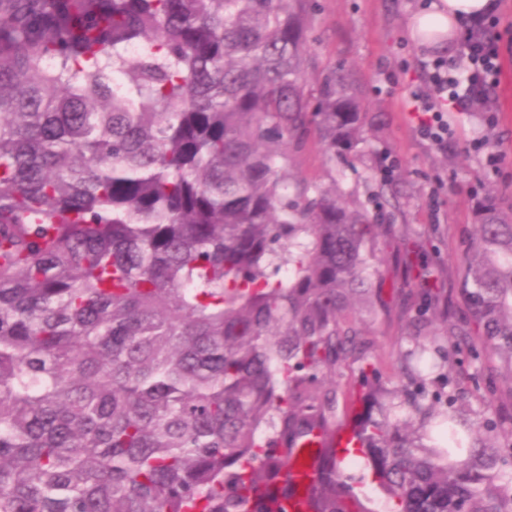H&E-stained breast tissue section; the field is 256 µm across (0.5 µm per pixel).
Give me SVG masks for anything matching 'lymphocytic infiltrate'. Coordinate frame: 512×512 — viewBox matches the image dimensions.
I'll return each mask as SVG.
<instances>
[{
  "label": "lymphocytic infiltrate",
  "mask_w": 512,
  "mask_h": 512,
  "mask_svg": "<svg viewBox=\"0 0 512 512\" xmlns=\"http://www.w3.org/2000/svg\"><path fill=\"white\" fill-rule=\"evenodd\" d=\"M498 22L494 10L464 22L456 38L455 57L436 55L422 64L425 88L412 94L410 113L417 136L441 151L455 145L449 111L481 112L487 124L497 122L490 107V94L501 71Z\"/></svg>",
  "instance_id": "1"
}]
</instances>
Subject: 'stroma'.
Listing matches in <instances>:
<instances>
[{"label":"stroma","instance_id":"1","mask_svg":"<svg viewBox=\"0 0 512 512\" xmlns=\"http://www.w3.org/2000/svg\"><path fill=\"white\" fill-rule=\"evenodd\" d=\"M424 5L425 0H313L305 91L317 96L324 78L345 68L362 90V137L370 150L351 169L329 160L317 131L289 148V184L328 189L341 182L376 223L396 227L392 247L377 250L384 273L378 314L357 325L366 359L379 366L391 387L408 383L405 359L415 348L421 319H428L429 335L443 337L468 315L461 258L475 245L478 226L488 215L475 211L474 195L488 200L490 213L512 215V52L504 55L501 82L492 94L496 126H488L482 113L458 112L452 151L420 141L407 105L411 93L424 87L421 63L431 50L410 39L407 21ZM476 138L501 146L505 160L499 171H488L481 155L470 151L469 143ZM388 155L397 159L398 167L387 179L379 164ZM419 235L429 239L425 259L434 276L430 282L410 284L398 257ZM431 289L447 300V315H421ZM446 368L471 441L512 453V377L492 359L479 363L453 349ZM488 419L502 422L497 436L486 435Z\"/></svg>","mask_w":512,"mask_h":512}]
</instances>
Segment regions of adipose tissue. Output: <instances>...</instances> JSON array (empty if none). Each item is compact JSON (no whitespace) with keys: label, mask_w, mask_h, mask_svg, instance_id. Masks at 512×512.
<instances>
[{"label":"adipose tissue","mask_w":512,"mask_h":512,"mask_svg":"<svg viewBox=\"0 0 512 512\" xmlns=\"http://www.w3.org/2000/svg\"><path fill=\"white\" fill-rule=\"evenodd\" d=\"M487 7L488 0H431L427 8L410 18L409 34L419 45L445 49L451 46L460 24Z\"/></svg>","instance_id":"ef3b65f1"}]
</instances>
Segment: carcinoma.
<instances>
[{
	"mask_svg": "<svg viewBox=\"0 0 512 512\" xmlns=\"http://www.w3.org/2000/svg\"><path fill=\"white\" fill-rule=\"evenodd\" d=\"M310 0H0V512H512V464L450 394L429 443L371 363L339 422L336 366L377 312L378 231L288 192V145L361 140L358 85L304 93ZM137 46L136 57L127 50ZM402 263L432 277L410 254ZM473 329L512 371V220L464 257ZM349 425L359 446L299 444ZM320 446V441H312L311 443L303 445V447H301L302 449L298 450L293 455L290 467H288V475L292 478L297 477V474H295L296 471H301L311 475V460L314 455L315 448H319Z\"/></svg>",
	"mask_w": 512,
	"mask_h": 512,
	"instance_id": "1",
	"label": "carcinoma"
}]
</instances>
